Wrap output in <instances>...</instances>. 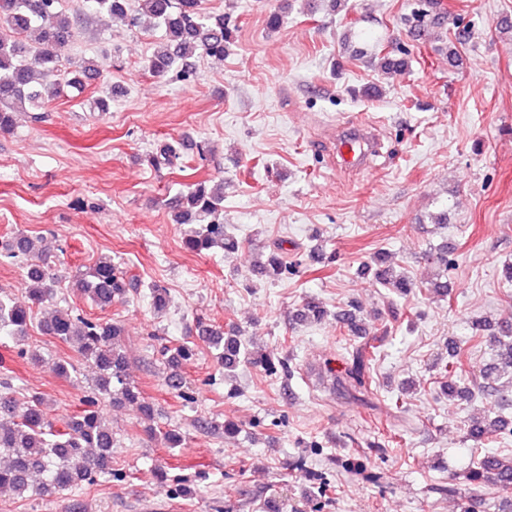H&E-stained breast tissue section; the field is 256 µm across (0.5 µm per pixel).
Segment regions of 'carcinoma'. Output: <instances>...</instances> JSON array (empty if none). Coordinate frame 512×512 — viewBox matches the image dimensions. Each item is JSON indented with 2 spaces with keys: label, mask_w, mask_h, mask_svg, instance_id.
Wrapping results in <instances>:
<instances>
[{
  "label": "carcinoma",
  "mask_w": 512,
  "mask_h": 512,
  "mask_svg": "<svg viewBox=\"0 0 512 512\" xmlns=\"http://www.w3.org/2000/svg\"><path fill=\"white\" fill-rule=\"evenodd\" d=\"M204 0H138L137 9L129 0H84V7L68 11L62 0H0V135L14 130L16 114L29 112L37 122L43 119L50 102L72 88L79 92L99 81L102 71L92 58L65 55L78 29L93 17L120 21L130 28L141 26L148 17L163 29V43L144 61L145 69L157 78L170 73L184 80L193 76L195 59L200 56L222 57L233 40L234 29L224 16H211L203 7ZM381 68L396 72L408 67L405 50L378 54ZM180 154L170 144L149 155L155 168L173 166ZM174 222L191 225L185 246L196 253L215 246L227 254L238 250V240L224 231V180L195 181L170 202ZM11 257H30L39 252L38 240L20 232L5 243ZM428 261L436 269V280L430 291L437 297L448 296V246L429 253ZM299 262L288 261V254L272 251L258 273L272 281L297 271ZM373 273L375 282L397 296L412 293L415 284L406 275L386 264L381 256L365 264L361 273ZM27 288L23 299L0 298V329L23 338L34 309H49L41 321L44 334L71 345L88 364L96 394L114 404H132L144 419H152L154 408L126 378L127 351L121 344L124 330L117 323L87 319L69 309L55 305L54 277L37 263L27 265ZM73 289L105 308L124 301L140 288V283L127 275L112 257L102 255L83 270L76 271ZM327 315L322 303L309 299L297 310L299 322H320ZM336 322L349 336L362 334V319L356 308L336 315ZM197 336L212 350L224 374L233 373L243 364H252L275 375L283 362L269 355H258L238 330L222 332L198 323ZM495 357L480 370L484 380L482 391L495 397L501 406L512 405V322L502 321L492 334ZM195 350L179 346L165 356L169 369L167 384L184 394L181 374L184 364ZM448 362L447 392L467 399L470 391L454 379L458 373L457 354ZM346 380L336 387L348 386L359 394L370 389L367 375L366 347L348 350ZM512 420L502 415L467 424V436L475 442L509 428ZM115 437L103 420L94 400L87 409L69 418L64 429L54 427L41 397L19 402L9 391L0 389V488L23 497L37 491L69 490L97 475L112 474V448ZM467 480L474 484L509 488L512 486V457L490 452L469 463Z\"/></svg>",
  "instance_id": "obj_1"
}]
</instances>
